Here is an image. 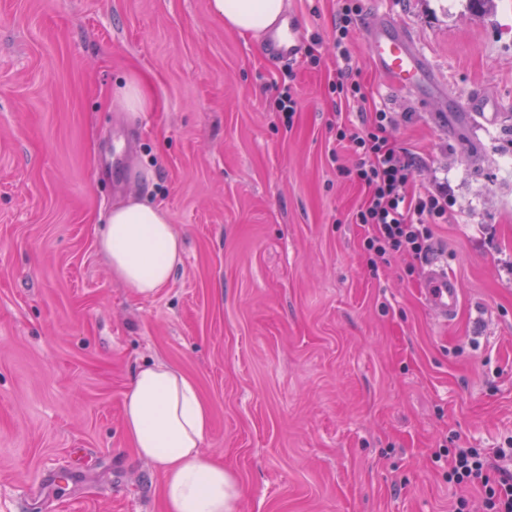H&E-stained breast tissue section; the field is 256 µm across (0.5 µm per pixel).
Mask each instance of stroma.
Wrapping results in <instances>:
<instances>
[{
	"instance_id": "1",
	"label": "stroma",
	"mask_w": 512,
	"mask_h": 512,
	"mask_svg": "<svg viewBox=\"0 0 512 512\" xmlns=\"http://www.w3.org/2000/svg\"><path fill=\"white\" fill-rule=\"evenodd\" d=\"M353 2L350 124L402 113L415 182L451 192L422 260H371L350 221L365 192L337 173L357 163L329 89L338 0H285L318 59L291 68L209 0H0V512H163L162 473L122 430L134 370L158 362L210 403L202 450L237 475L239 512H482L438 455L512 436V0ZM376 17L443 98L378 74ZM131 75L149 111L114 100ZM132 196L185 240L148 300L96 245ZM433 261L459 284L448 320L423 298Z\"/></svg>"
}]
</instances>
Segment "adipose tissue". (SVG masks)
Returning <instances> with one entry per match:
<instances>
[{"label": "adipose tissue", "instance_id": "ef3b65f1", "mask_svg": "<svg viewBox=\"0 0 512 512\" xmlns=\"http://www.w3.org/2000/svg\"><path fill=\"white\" fill-rule=\"evenodd\" d=\"M284 9V0H210L225 29L242 34L265 32ZM97 247L113 277L147 299L172 280L184 238L165 209L131 198L113 206ZM122 423L132 448L163 473L165 512H239L235 475L201 451L211 407L191 377L163 363L141 367L124 397Z\"/></svg>", "mask_w": 512, "mask_h": 512}]
</instances>
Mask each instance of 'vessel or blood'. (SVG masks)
<instances>
[{"label":"vessel or blood","instance_id":"obj_1","mask_svg":"<svg viewBox=\"0 0 512 512\" xmlns=\"http://www.w3.org/2000/svg\"><path fill=\"white\" fill-rule=\"evenodd\" d=\"M368 39L374 68L395 84L421 93L427 86V66L409 36L392 22L379 18L370 23ZM264 51L270 58L287 63L300 60L304 41L295 15L287 13L265 32ZM428 304L444 318L455 315L460 302L457 281L440 267L430 266L424 288Z\"/></svg>","mask_w":512,"mask_h":512}]
</instances>
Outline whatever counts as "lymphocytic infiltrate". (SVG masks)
Listing matches in <instances>:
<instances>
[{
    "label": "lymphocytic infiltrate",
    "mask_w": 512,
    "mask_h": 512,
    "mask_svg": "<svg viewBox=\"0 0 512 512\" xmlns=\"http://www.w3.org/2000/svg\"><path fill=\"white\" fill-rule=\"evenodd\" d=\"M396 122L394 113L378 110L363 119L361 130L338 124L336 139L348 142L357 155L349 176L368 192L351 216L369 229L365 250L381 259L406 251L420 260L433 249L434 224L448 216V187L412 190L416 161L402 156L391 141ZM446 454L449 483L479 487L485 512H512V438L491 459L476 448H450Z\"/></svg>",
    "instance_id": "1"
}]
</instances>
